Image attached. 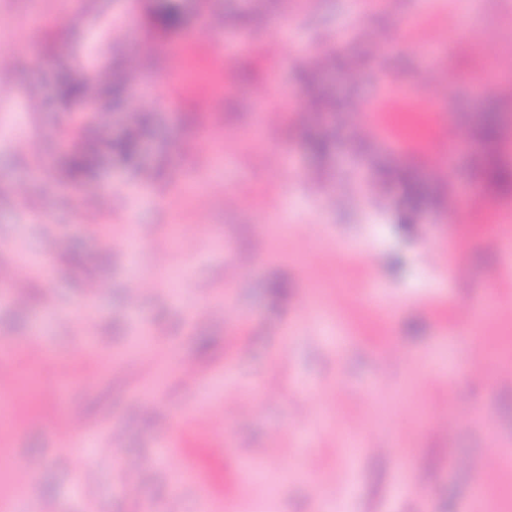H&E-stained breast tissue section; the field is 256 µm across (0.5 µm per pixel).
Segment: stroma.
<instances>
[{"label":"stroma","instance_id":"obj_1","mask_svg":"<svg viewBox=\"0 0 512 512\" xmlns=\"http://www.w3.org/2000/svg\"><path fill=\"white\" fill-rule=\"evenodd\" d=\"M158 4L0 0V502L512 512V0ZM99 79L95 73L86 76L82 80H68L64 82L59 92L67 100L87 101L95 98L99 87Z\"/></svg>","mask_w":512,"mask_h":512}]
</instances>
